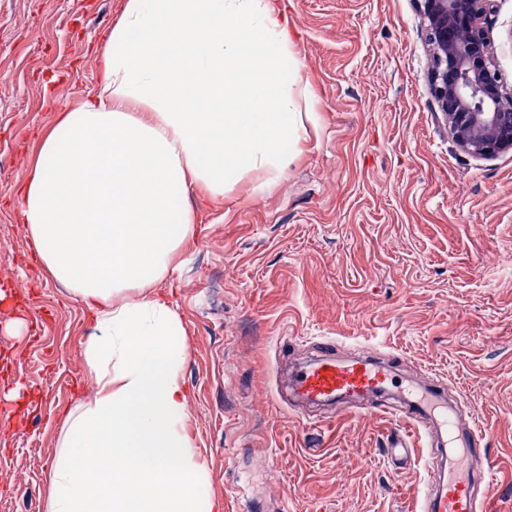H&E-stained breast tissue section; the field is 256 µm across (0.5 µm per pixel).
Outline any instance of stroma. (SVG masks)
I'll return each instance as SVG.
<instances>
[{"label": "stroma", "instance_id": "1", "mask_svg": "<svg viewBox=\"0 0 512 512\" xmlns=\"http://www.w3.org/2000/svg\"><path fill=\"white\" fill-rule=\"evenodd\" d=\"M126 0H0V512H43L68 413L89 398L83 304L35 255L17 190L41 131L100 80ZM304 109L299 157L254 192L187 202L194 232L156 295L182 321L199 503L222 512H413L392 418L304 411L293 370L371 344L403 389L450 385L486 431L496 512H512V150L463 151L433 98L419 0H274ZM486 29L512 91V0Z\"/></svg>", "mask_w": 512, "mask_h": 512}]
</instances>
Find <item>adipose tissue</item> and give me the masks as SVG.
<instances>
[{"instance_id": "adipose-tissue-1", "label": "adipose tissue", "mask_w": 512, "mask_h": 512, "mask_svg": "<svg viewBox=\"0 0 512 512\" xmlns=\"http://www.w3.org/2000/svg\"><path fill=\"white\" fill-rule=\"evenodd\" d=\"M288 18L271 0H127L95 94L60 112L20 189L47 274L88 306V402L44 512H198L178 314L155 296L213 201L276 180L307 139Z\"/></svg>"}]
</instances>
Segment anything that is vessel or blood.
<instances>
[{
    "mask_svg": "<svg viewBox=\"0 0 512 512\" xmlns=\"http://www.w3.org/2000/svg\"><path fill=\"white\" fill-rule=\"evenodd\" d=\"M396 376L376 357L373 348L361 349L354 358L336 357L323 348L318 358L301 368L292 382L296 399L308 404L336 406L340 413L354 410L356 403L371 400L395 388ZM375 410L405 425L386 434L391 455L410 459V435H417L425 448L427 483L417 490L418 512H495L489 492V468L474 469L475 459L488 456L485 433L476 422L460 426L444 399V391L423 388L402 405H376Z\"/></svg>",
    "mask_w": 512,
    "mask_h": 512,
    "instance_id": "b4317fda",
    "label": "vessel or blood"
}]
</instances>
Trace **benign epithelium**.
Here are the masks:
<instances>
[{"label": "benign epithelium", "instance_id": "7a95c632", "mask_svg": "<svg viewBox=\"0 0 512 512\" xmlns=\"http://www.w3.org/2000/svg\"><path fill=\"white\" fill-rule=\"evenodd\" d=\"M495 0H422L435 44L430 90L457 144L476 157L512 150V93L485 28Z\"/></svg>", "mask_w": 512, "mask_h": 512}]
</instances>
